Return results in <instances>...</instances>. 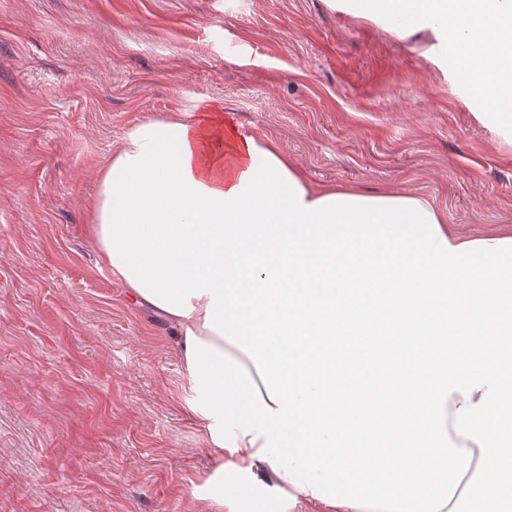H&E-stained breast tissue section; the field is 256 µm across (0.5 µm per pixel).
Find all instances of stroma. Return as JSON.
Wrapping results in <instances>:
<instances>
[{
    "mask_svg": "<svg viewBox=\"0 0 512 512\" xmlns=\"http://www.w3.org/2000/svg\"><path fill=\"white\" fill-rule=\"evenodd\" d=\"M433 43L329 0H0V512H197L216 466L170 328L87 235L133 125L220 104L313 181L512 230V142Z\"/></svg>",
    "mask_w": 512,
    "mask_h": 512,
    "instance_id": "obj_1",
    "label": "stroma"
}]
</instances>
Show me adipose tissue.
I'll use <instances>...</instances> for the list:
<instances>
[{"label":"adipose tissue","instance_id":"ef3b65f1","mask_svg":"<svg viewBox=\"0 0 512 512\" xmlns=\"http://www.w3.org/2000/svg\"><path fill=\"white\" fill-rule=\"evenodd\" d=\"M89 239L171 327L187 409L231 458L200 496L212 512L271 486L313 512H512V234L467 238L427 198L313 183L218 105L126 132ZM336 325L413 353L379 465L352 442L367 419L330 414L335 389L307 397L284 347Z\"/></svg>","mask_w":512,"mask_h":512}]
</instances>
